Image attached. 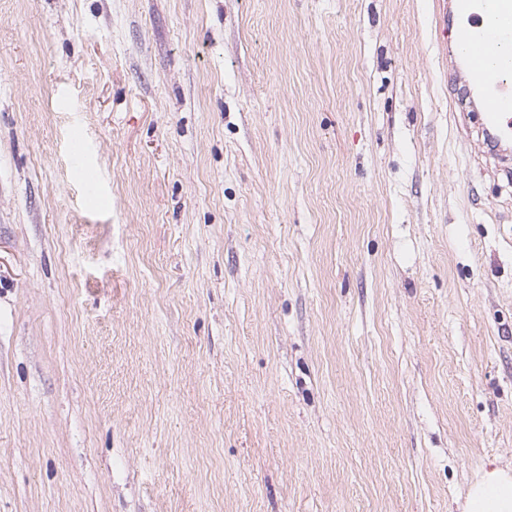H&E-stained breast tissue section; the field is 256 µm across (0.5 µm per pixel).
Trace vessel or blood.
<instances>
[{"instance_id":"vessel-or-blood-1","label":"vessel or blood","mask_w":512,"mask_h":512,"mask_svg":"<svg viewBox=\"0 0 512 512\" xmlns=\"http://www.w3.org/2000/svg\"><path fill=\"white\" fill-rule=\"evenodd\" d=\"M437 46L464 112L480 111L496 143L512 142V0H436ZM458 19L456 30L448 22ZM454 41H447V32ZM478 88L479 98L468 97Z\"/></svg>"}]
</instances>
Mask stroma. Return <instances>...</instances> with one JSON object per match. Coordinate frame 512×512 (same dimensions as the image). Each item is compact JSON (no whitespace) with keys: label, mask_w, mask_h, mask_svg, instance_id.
I'll use <instances>...</instances> for the list:
<instances>
[{"label":"stroma","mask_w":512,"mask_h":512,"mask_svg":"<svg viewBox=\"0 0 512 512\" xmlns=\"http://www.w3.org/2000/svg\"><path fill=\"white\" fill-rule=\"evenodd\" d=\"M434 0H0V512H457L512 466V180Z\"/></svg>","instance_id":"obj_1"}]
</instances>
